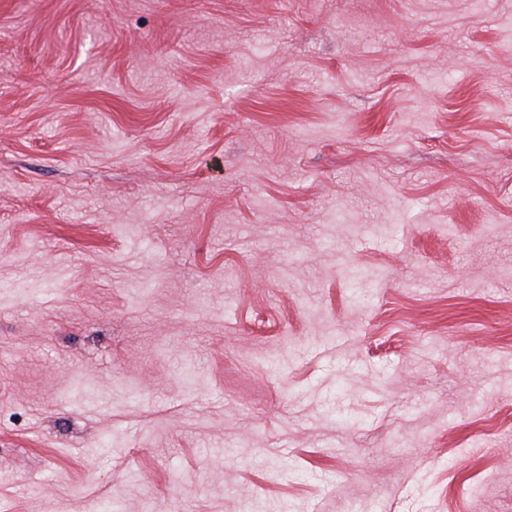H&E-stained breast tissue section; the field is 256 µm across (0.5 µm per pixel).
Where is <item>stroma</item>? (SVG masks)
Listing matches in <instances>:
<instances>
[{"label":"stroma","instance_id":"35a3bbf8","mask_svg":"<svg viewBox=\"0 0 512 512\" xmlns=\"http://www.w3.org/2000/svg\"><path fill=\"white\" fill-rule=\"evenodd\" d=\"M512 512V0H0V512Z\"/></svg>","mask_w":512,"mask_h":512}]
</instances>
